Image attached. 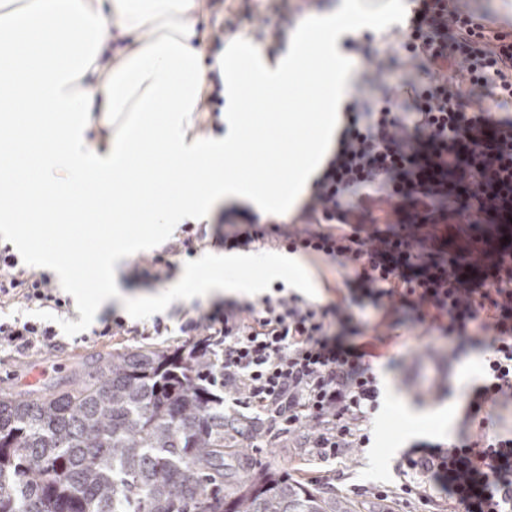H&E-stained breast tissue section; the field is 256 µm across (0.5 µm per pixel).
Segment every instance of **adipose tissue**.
<instances>
[{
    "label": "adipose tissue",
    "mask_w": 512,
    "mask_h": 512,
    "mask_svg": "<svg viewBox=\"0 0 512 512\" xmlns=\"http://www.w3.org/2000/svg\"><path fill=\"white\" fill-rule=\"evenodd\" d=\"M196 10L197 0H0V222L25 246L45 225L72 223L76 198H93L70 243L99 246L97 302L111 298L118 268L152 242L157 225L208 217L227 202L285 206L336 136V104L352 80L336 39L364 19L360 0H338L315 16L276 64L245 45L220 58L233 132L209 140L192 134L205 91ZM113 25L133 46L106 64ZM296 84L311 88L320 111H299L292 97L261 127L237 108L242 93L259 105ZM94 126L106 132L105 149L88 142ZM248 143L251 173L225 168V157ZM130 215L132 229L124 225ZM256 268L294 277L300 263L209 254L186 272L183 293L260 287L240 277Z\"/></svg>",
    "instance_id": "ef3b65f1"
}]
</instances>
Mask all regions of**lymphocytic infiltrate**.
<instances>
[{"label": "lymphocytic infiltrate", "mask_w": 512, "mask_h": 512, "mask_svg": "<svg viewBox=\"0 0 512 512\" xmlns=\"http://www.w3.org/2000/svg\"><path fill=\"white\" fill-rule=\"evenodd\" d=\"M402 55L371 41L348 47L369 68L381 99L357 97L336 148L313 181L303 231L243 211L225 232V250L256 242L322 255L353 270L342 301L300 296L260 303L228 300L208 313H184L180 329L206 327L224 342V393L265 411L279 430L315 424L308 444L331 462L369 444L364 429L380 407L353 307L371 301L386 321L407 314L448 337L454 352L485 347L481 385L466 417L512 396V39L483 15L449 0H417ZM391 205L389 223L374 208ZM68 311L51 276L0 249V305ZM48 323L0 320V346L55 344ZM407 493L428 483L448 493L454 512H512V437L480 435L442 446L420 443L402 457Z\"/></svg>", "instance_id": "f902f5d3"}]
</instances>
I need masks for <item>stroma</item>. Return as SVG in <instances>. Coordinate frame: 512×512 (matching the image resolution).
Returning a JSON list of instances; mask_svg holds the SVG:
<instances>
[{"mask_svg":"<svg viewBox=\"0 0 512 512\" xmlns=\"http://www.w3.org/2000/svg\"><path fill=\"white\" fill-rule=\"evenodd\" d=\"M370 15L359 27L348 30V37L360 39L372 35L380 49L396 47L395 31L403 26L406 15L390 9L391 0H363ZM235 206L218 208L207 224V238L194 256L184 254L172 256L173 269L168 278L154 281L142 278L140 271L154 256L164 253L179 233L178 226H161L153 246L135 250L122 264L117 286L119 294L108 305L82 312L71 311L66 317L56 320L59 343L52 347L21 350L0 347V384L13 387L16 392L28 393L41 390L65 378L75 358L93 353L122 354L140 346L157 349L189 347L196 343L193 335H185L180 329L181 311L200 308L212 309L215 299H183L178 285L185 268L196 264L198 258L216 251L217 236L233 219ZM300 260L306 276L299 286L280 285L279 281H268L267 292L283 288L285 294H299L307 300L326 304L339 300L343 295L347 274L336 262L320 255H301ZM163 295L167 298L164 309H155L150 300ZM112 310L123 316L129 329L111 336H95L91 330L98 324L105 311ZM162 319L166 329L163 335L139 336L131 333V326H148L154 319ZM369 355L365 362L373 369L381 389V406L373 414L370 428V443L365 448H350L340 463L328 465L312 457L307 447L306 434L288 435L273 433L269 441L246 444L247 453L254 462L290 478L324 491L336 492L363 505L362 512H450L452 505L446 497L433 495L428 500L406 494L404 478L399 468L404 451L422 441H446L473 437L480 431L488 434L512 433V399H505L496 406L487 420L486 429L465 421L464 396L470 385L479 376V361L482 350H469L462 365L457 366L448 380L449 394L428 402L412 391L406 390L402 382L414 362L428 357L447 358L448 341L439 333L402 319L396 327L386 325L367 332ZM448 410V427L438 430L428 416L436 408ZM415 417V429L403 433L402 420L405 413Z\"/></svg>","mask_w":512,"mask_h":512,"instance_id":"1","label":"stroma"}]
</instances>
